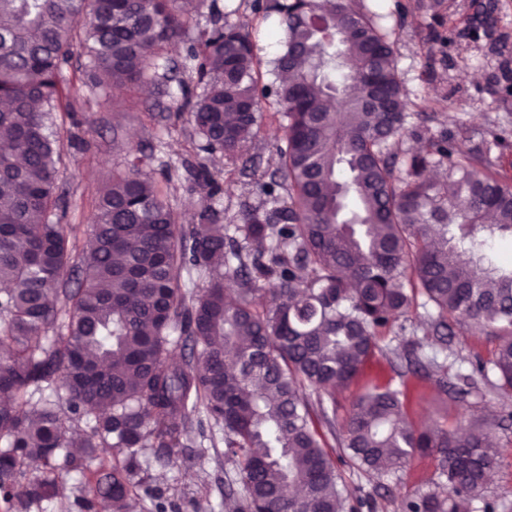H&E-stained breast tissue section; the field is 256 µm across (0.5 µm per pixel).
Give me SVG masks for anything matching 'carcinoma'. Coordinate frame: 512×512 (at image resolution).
<instances>
[{
  "mask_svg": "<svg viewBox=\"0 0 512 512\" xmlns=\"http://www.w3.org/2000/svg\"><path fill=\"white\" fill-rule=\"evenodd\" d=\"M195 2L0 0V505L31 512L79 473L81 512L101 499L134 512L147 495L168 512L139 478L138 448L151 439L157 459L177 461L201 406L242 486L228 494L233 512H359L366 503L348 501L329 436L378 474L435 456L446 490L417 493L401 512H469L477 499L498 512L483 497L501 465L490 424H406L405 380H370L339 435L328 416L378 337L405 329L418 304L431 308L435 344L449 347L465 326L499 345L489 364L462 358L466 373L414 352L407 372L458 403L512 391V266L484 262L496 238L512 237V183L480 152L409 124L383 16L362 0H266L284 37L263 85L249 35L212 4L185 107L204 150L242 162L261 203L243 205L235 224L209 207L180 230L135 155L95 199L94 246L77 250L53 120L94 88L65 78L74 47L90 77L138 85ZM270 96L286 124L280 165L261 172L247 153ZM407 139L421 149H403ZM431 168L441 180L423 179ZM188 171L224 193L206 162ZM187 264L203 287H181ZM174 343L188 353L170 365ZM51 385L58 400L32 401Z\"/></svg>",
  "mask_w": 512,
  "mask_h": 512,
  "instance_id": "carcinoma-1",
  "label": "carcinoma"
}]
</instances>
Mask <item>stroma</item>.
I'll list each match as a JSON object with an SVG mask.
<instances>
[{"label": "stroma", "mask_w": 512, "mask_h": 512, "mask_svg": "<svg viewBox=\"0 0 512 512\" xmlns=\"http://www.w3.org/2000/svg\"><path fill=\"white\" fill-rule=\"evenodd\" d=\"M384 15L393 44L403 88L411 101V113H427L433 135L448 134L462 151L487 152L500 169L512 177V0H365ZM233 24H247L256 52L269 62L283 36L274 20L255 8V0H233ZM210 5L203 0L181 41L168 50L176 78L167 93L156 86L146 90L116 89L100 83L94 93L58 112L60 130V185L65 194L67 221L76 228L77 244H84L94 217L98 188L112 175L123 173L134 149H143L151 170L170 169L162 188L178 224L196 223L205 190L190 187L181 162L194 153L198 138L181 116V84L191 81L183 68L190 41L210 25ZM276 107L267 103L250 146L261 169L277 163L276 141L283 134L270 115ZM210 168L232 190L218 203L222 222H229L242 203L259 200L256 188L237 168L215 157ZM405 400L406 418L419 424L435 421L447 427L487 421L501 409L512 410V397L489 394L461 404L438 393L434 386L410 379ZM193 421L204 422L205 434L195 437L185 459L175 464L155 461L152 449L140 455L150 463L149 480L179 507V512H227L229 491H240L236 469L224 458L223 433L208 423L204 410ZM502 458L489 481L486 494L499 499L501 512H512V423L494 429ZM348 493L369 499L372 512H399L402 499L440 482L435 459L415 458L404 470L376 475L359 469L350 460L339 465Z\"/></svg>", "instance_id": "35a3bbf8"}]
</instances>
